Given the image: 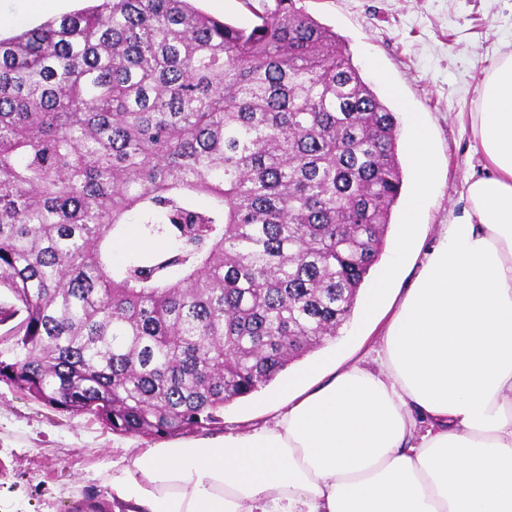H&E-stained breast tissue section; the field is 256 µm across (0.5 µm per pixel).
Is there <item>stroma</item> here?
Instances as JSON below:
<instances>
[{"instance_id":"35a3bbf8","label":"stroma","mask_w":512,"mask_h":512,"mask_svg":"<svg viewBox=\"0 0 512 512\" xmlns=\"http://www.w3.org/2000/svg\"><path fill=\"white\" fill-rule=\"evenodd\" d=\"M320 24L345 40L352 59L400 123L398 154L404 189L415 164L408 152L412 120L422 122L439 160L433 189L416 233L431 241L438 225L458 221L468 207L466 185L484 174L471 115L480 105L490 66L512 53V0H300ZM202 12L249 28L275 0H196ZM380 325L354 312L322 349L292 372L359 354L374 344ZM151 439L119 435L89 414L45 406L0 382V499L20 512H74L78 503L105 498L112 462Z\"/></svg>"}]
</instances>
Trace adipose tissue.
Segmentation results:
<instances>
[{
    "label": "adipose tissue",
    "mask_w": 512,
    "mask_h": 512,
    "mask_svg": "<svg viewBox=\"0 0 512 512\" xmlns=\"http://www.w3.org/2000/svg\"><path fill=\"white\" fill-rule=\"evenodd\" d=\"M474 130L468 216L440 226L378 345L246 431L113 462L97 512H512V54ZM412 152L414 214L437 170L424 129Z\"/></svg>",
    "instance_id": "obj_1"
}]
</instances>
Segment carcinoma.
<instances>
[{
	"label": "carcinoma",
	"mask_w": 512,
	"mask_h": 512,
	"mask_svg": "<svg viewBox=\"0 0 512 512\" xmlns=\"http://www.w3.org/2000/svg\"><path fill=\"white\" fill-rule=\"evenodd\" d=\"M259 19L98 0L0 38V382L162 440L350 321L397 117L296 0ZM126 224L165 248L114 266Z\"/></svg>",
	"instance_id": "1"
}]
</instances>
